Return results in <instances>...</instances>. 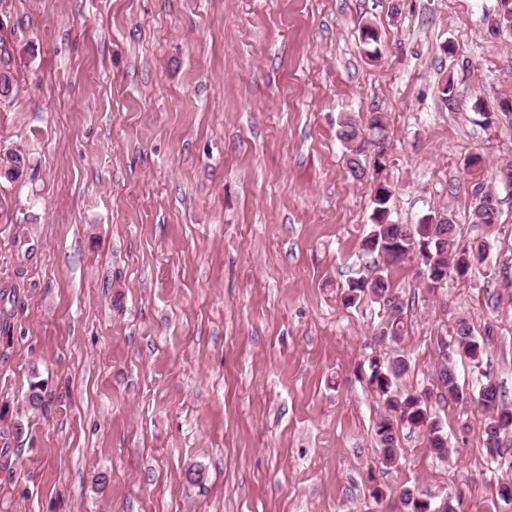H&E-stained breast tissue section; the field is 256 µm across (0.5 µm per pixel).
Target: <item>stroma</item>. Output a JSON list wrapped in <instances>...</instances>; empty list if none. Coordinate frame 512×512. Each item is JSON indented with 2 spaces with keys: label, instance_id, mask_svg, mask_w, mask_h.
<instances>
[{
  "label": "stroma",
  "instance_id": "stroma-1",
  "mask_svg": "<svg viewBox=\"0 0 512 512\" xmlns=\"http://www.w3.org/2000/svg\"><path fill=\"white\" fill-rule=\"evenodd\" d=\"M499 6L0 0L16 89L0 161L27 160L0 179V512H400L414 483L484 512L507 472L476 413L435 402L448 459L403 428L398 464L379 465L382 404L359 373L383 310L341 297L370 274L372 186L348 175L337 131L383 115L392 221L438 208L490 247L487 269L432 294L417 262L388 268L406 386L430 388L435 339L463 315L491 332L486 370L512 401V298L494 275L512 258L497 180L512 126L473 108L512 95ZM449 74L453 110L437 94ZM478 184L502 201L491 230L471 221Z\"/></svg>",
  "mask_w": 512,
  "mask_h": 512
}]
</instances>
